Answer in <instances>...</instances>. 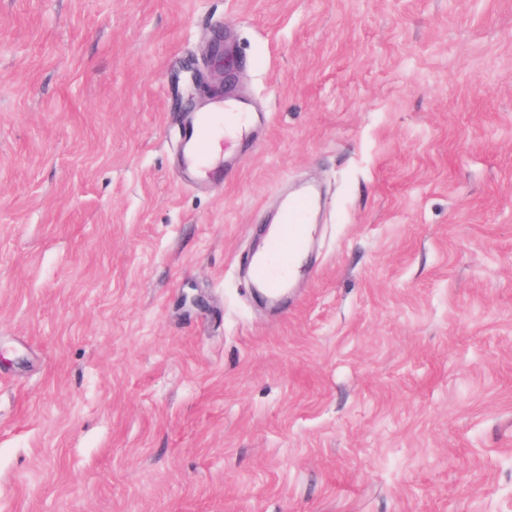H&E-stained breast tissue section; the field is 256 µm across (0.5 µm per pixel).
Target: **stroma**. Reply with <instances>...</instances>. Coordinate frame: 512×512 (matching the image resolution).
I'll list each match as a JSON object with an SVG mask.
<instances>
[{
    "instance_id": "35a3bbf8",
    "label": "stroma",
    "mask_w": 512,
    "mask_h": 512,
    "mask_svg": "<svg viewBox=\"0 0 512 512\" xmlns=\"http://www.w3.org/2000/svg\"><path fill=\"white\" fill-rule=\"evenodd\" d=\"M0 512H512V0H0ZM209 63L211 70L223 77V84L224 77L230 78L236 70L235 58L231 54L224 52V44L223 47H221V41L219 39L216 40L211 47ZM237 109L230 99H219L210 112H199L180 129V141L192 148L187 164L205 177L217 176L224 182V110ZM219 149V152H218ZM218 153V155H217ZM313 200V192L307 191L300 198L286 201L279 226L269 244L251 258L254 278L272 294L287 288L292 280L289 277L298 268L306 244Z\"/></svg>"
}]
</instances>
